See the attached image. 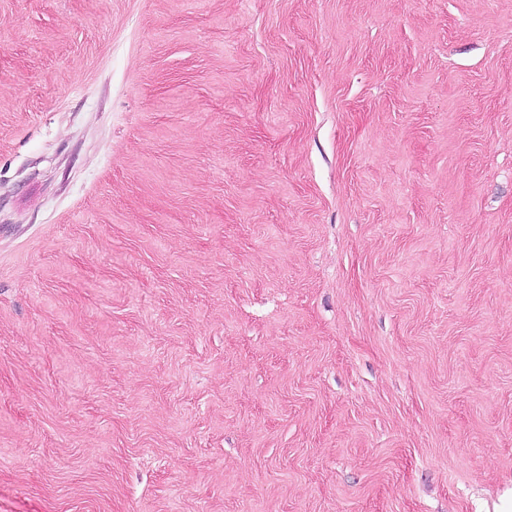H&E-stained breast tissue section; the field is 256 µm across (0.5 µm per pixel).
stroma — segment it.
<instances>
[{"mask_svg": "<svg viewBox=\"0 0 512 512\" xmlns=\"http://www.w3.org/2000/svg\"><path fill=\"white\" fill-rule=\"evenodd\" d=\"M512 0H0V512H495Z\"/></svg>", "mask_w": 512, "mask_h": 512, "instance_id": "1", "label": "stroma"}]
</instances>
